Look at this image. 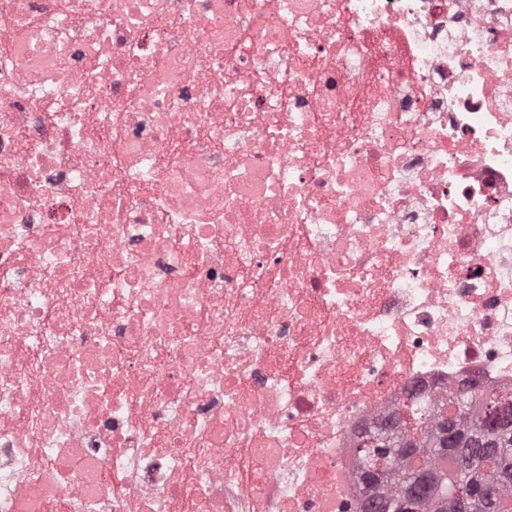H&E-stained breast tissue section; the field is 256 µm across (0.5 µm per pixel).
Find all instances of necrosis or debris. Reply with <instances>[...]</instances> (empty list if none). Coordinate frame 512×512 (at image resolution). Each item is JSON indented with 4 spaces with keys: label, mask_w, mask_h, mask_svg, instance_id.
<instances>
[{
    "label": "necrosis or debris",
    "mask_w": 512,
    "mask_h": 512,
    "mask_svg": "<svg viewBox=\"0 0 512 512\" xmlns=\"http://www.w3.org/2000/svg\"><path fill=\"white\" fill-rule=\"evenodd\" d=\"M512 393V0H0V512H359L358 433Z\"/></svg>",
    "instance_id": "necrosis-or-debris-1"
}]
</instances>
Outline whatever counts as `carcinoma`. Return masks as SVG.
Instances as JSON below:
<instances>
[{
  "mask_svg": "<svg viewBox=\"0 0 512 512\" xmlns=\"http://www.w3.org/2000/svg\"><path fill=\"white\" fill-rule=\"evenodd\" d=\"M409 410L406 419L397 413L398 433H378L376 447L360 451L367 464L385 468L367 484L372 494L365 512H393L401 494L420 475L421 512H460V496L471 490L472 478L479 473L491 484L501 512H512V479L500 478L512 466V429L504 417L512 414L511 400L472 387L446 393L430 419L417 400Z\"/></svg>",
  "mask_w": 512,
  "mask_h": 512,
  "instance_id": "carcinoma-1",
  "label": "carcinoma"
}]
</instances>
